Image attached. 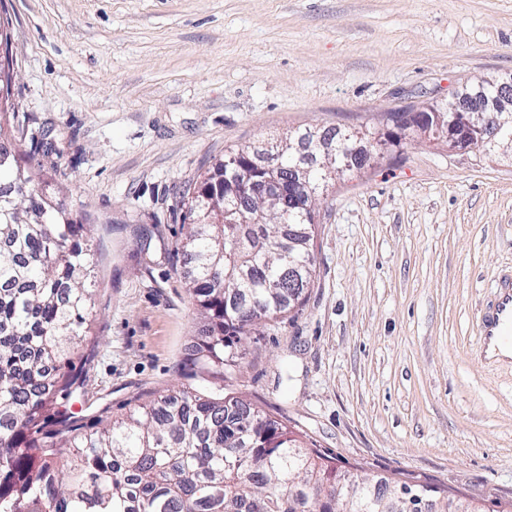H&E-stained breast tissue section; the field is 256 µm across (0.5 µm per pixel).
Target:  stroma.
<instances>
[{
    "label": "stroma",
    "mask_w": 512,
    "mask_h": 512,
    "mask_svg": "<svg viewBox=\"0 0 512 512\" xmlns=\"http://www.w3.org/2000/svg\"><path fill=\"white\" fill-rule=\"evenodd\" d=\"M12 91L62 137L59 197L90 229L92 312L61 356L76 435L170 391L207 326L174 251L180 191L225 151L305 128L372 154L318 202L313 276L229 385L338 473L512 503V365L477 318L512 266V149L388 139L384 112L512 72V0H0Z\"/></svg>",
    "instance_id": "obj_1"
}]
</instances>
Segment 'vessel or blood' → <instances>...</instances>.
<instances>
[{"label": "vessel or blood", "instance_id": "vessel-or-blood-1", "mask_svg": "<svg viewBox=\"0 0 512 512\" xmlns=\"http://www.w3.org/2000/svg\"><path fill=\"white\" fill-rule=\"evenodd\" d=\"M480 355L490 364L512 361V274L496 283L477 321Z\"/></svg>", "mask_w": 512, "mask_h": 512}]
</instances>
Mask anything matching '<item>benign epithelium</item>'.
<instances>
[{"label": "benign epithelium", "instance_id": "obj_1", "mask_svg": "<svg viewBox=\"0 0 512 512\" xmlns=\"http://www.w3.org/2000/svg\"><path fill=\"white\" fill-rule=\"evenodd\" d=\"M496 95L484 99L480 106L479 120L461 112L453 103L440 110L434 103H426L415 110L409 117L407 125L396 124L399 129L442 130L448 133V142L454 148L463 150L476 146L494 147L512 128V73L495 77ZM265 159L256 165L244 152L233 165L224 172V223L247 224V212L250 208L243 200L252 202L273 199L283 204L282 223H287L288 211L299 212L301 218L309 223L317 221L313 201L316 189L308 183L310 169L299 165L288 167L282 164L285 153L284 145L265 146ZM360 155L359 147L349 137L337 142L336 147L325 152V162L321 167L330 171L340 170L348 158ZM263 171L260 178H252L248 169L252 166ZM288 269L291 280L288 287L292 295H297L308 283L309 267L288 256Z\"/></svg>", "mask_w": 512, "mask_h": 512}]
</instances>
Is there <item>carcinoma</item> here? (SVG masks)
Segmentation results:
<instances>
[{
	"instance_id": "obj_1",
	"label": "carcinoma",
	"mask_w": 512,
	"mask_h": 512,
	"mask_svg": "<svg viewBox=\"0 0 512 512\" xmlns=\"http://www.w3.org/2000/svg\"><path fill=\"white\" fill-rule=\"evenodd\" d=\"M12 65L0 59V512H395L396 499L380 500L366 478L338 475L326 454L231 392L161 395L121 422L69 436L73 416L51 393L73 380L48 366L87 323L94 255L85 225L45 188L63 148L51 129L29 127L16 112L1 79ZM16 132L29 135L22 170ZM19 181L28 195L10 191ZM205 205L212 223L191 225L177 247L210 320L189 362L226 379L240 364L241 342L296 307L265 284L285 269L279 242L290 230L312 238L304 233L312 225L280 223L270 201L255 206L254 223L226 224L222 194L210 203L184 196V218ZM230 296L242 305L226 317ZM63 451L70 462L59 470L52 460ZM394 488L398 496L423 495L435 512H477L428 485Z\"/></svg>"
}]
</instances>
